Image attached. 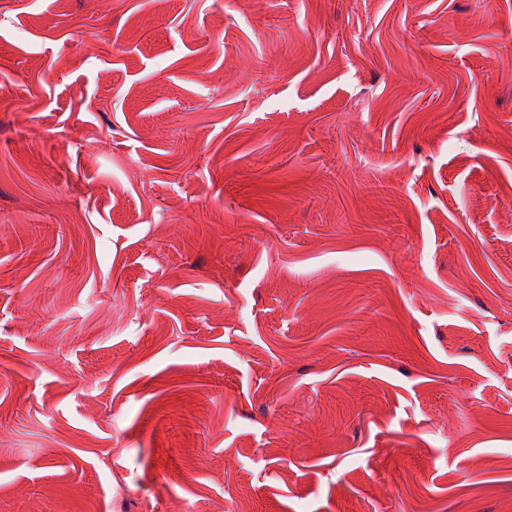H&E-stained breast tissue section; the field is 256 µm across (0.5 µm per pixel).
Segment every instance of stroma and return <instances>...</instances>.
Masks as SVG:
<instances>
[{"mask_svg": "<svg viewBox=\"0 0 512 512\" xmlns=\"http://www.w3.org/2000/svg\"><path fill=\"white\" fill-rule=\"evenodd\" d=\"M203 502L512 512V0H0V512Z\"/></svg>", "mask_w": 512, "mask_h": 512, "instance_id": "35a3bbf8", "label": "stroma"}]
</instances>
